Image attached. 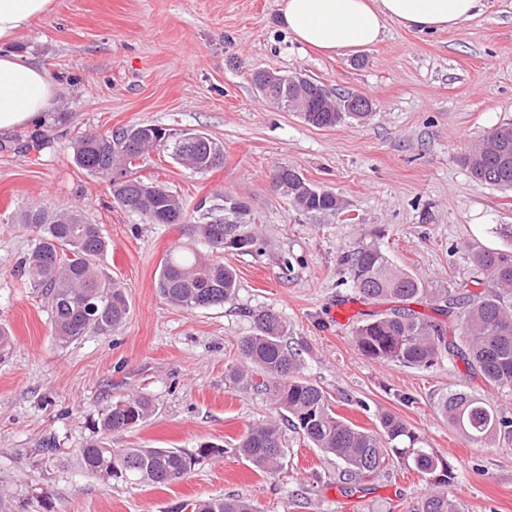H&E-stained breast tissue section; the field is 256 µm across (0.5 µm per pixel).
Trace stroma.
<instances>
[{
    "instance_id": "35a3bbf8",
    "label": "stroma",
    "mask_w": 512,
    "mask_h": 512,
    "mask_svg": "<svg viewBox=\"0 0 512 512\" xmlns=\"http://www.w3.org/2000/svg\"><path fill=\"white\" fill-rule=\"evenodd\" d=\"M486 3L457 30L419 34L391 22L380 43L332 57L288 36L278 0H54L50 14L17 34L10 51L41 64L57 95L46 118L0 133V326L13 335L0 357L8 512H175L227 495L258 512H410L430 486L397 461L350 493L338 479L341 463L294 432L285 434L279 473H257L235 453L248 426L276 415L234 373L237 341L259 307L286 320L288 345L304 347V376L340 416L375 430L381 413H393L453 466L448 492L461 512H512V437L472 445L437 407L441 394L465 387L512 415V389L489 387L461 363L415 369L363 356L352 337L357 321L391 304L357 300L341 263L354 243L372 239L427 287L463 283L478 294L485 284L472 251L512 247L499 232L512 225V190L474 179L461 163L475 140L512 123V0ZM258 69L366 96L373 114L313 127L259 97L251 82ZM134 124L197 129L224 146L223 167L208 173L161 151L137 171L191 208L223 206L228 194L248 204L262 253L216 255L193 244L235 270L238 292L224 306L188 312L161 298L156 280L163 258L184 242L179 226L123 209L105 179L72 160L82 135ZM284 165L335 192L345 212L312 219L291 206L271 183ZM31 206L75 208L98 225L108 244L100 265L129 302L120 328L65 346L53 339L38 288L18 271L34 234L14 215ZM132 392L155 411L108 436L111 447L214 443L223 455L165 486L83 473L77 452L94 421Z\"/></svg>"
}]
</instances>
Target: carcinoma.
Listing matches in <instances>:
<instances>
[{
	"instance_id": "cac0c4a2",
	"label": "carcinoma",
	"mask_w": 512,
	"mask_h": 512,
	"mask_svg": "<svg viewBox=\"0 0 512 512\" xmlns=\"http://www.w3.org/2000/svg\"><path fill=\"white\" fill-rule=\"evenodd\" d=\"M277 105L307 97L301 118L316 128L334 127L346 119L357 121L368 112H341L353 96L331 97L312 80L301 89L288 80L262 91ZM176 130L153 125L118 127L109 134L90 133L74 147L75 164L108 179L114 201L153 224H178L189 240L202 239L215 252H261L262 240L248 223V205L224 194V214L195 224L188 208L164 185L147 183L135 176V162L160 149L177 163L196 173H207L224 163V146L199 131L198 141L185 149L176 138L160 144V136ZM471 175L490 186L512 189V124L485 134L462 157ZM281 193L305 215L344 211L334 192L309 183L295 168L277 171ZM18 223L36 229V238L20 263V271L42 288L55 339L62 345L90 332L119 327L128 314L122 287L96 266L106 242L95 224L73 208L26 210ZM474 261L486 275V289L473 294L465 286L428 288L415 275L398 268L374 241H360L345 251L351 288L368 303H395L389 312L360 321L354 341L367 358L428 369L441 361H462L496 388L512 387V249L480 250ZM156 288L169 303L186 311L221 306L238 291L234 270L175 248L162 263ZM429 300L438 310L456 317L461 343L448 339L446 324L431 320L410 305ZM253 330L238 341L243 365L262 377L256 388L270 395L278 417L255 425L238 440L235 451L258 472L272 474L282 468L285 423L303 440L343 464L339 480L356 485L380 472L390 458L423 474L433 489L417 503L414 512H458L448 494L455 476L451 464L440 458L426 441L392 413L379 417V429L367 430L336 414L331 397L302 375L300 353L284 342L288 326L268 308L252 312ZM438 409L448 423L470 443L493 444L502 434H512V417L488 399L465 389L441 395ZM154 411L150 398L132 394L108 405L94 422V433L118 435L148 418ZM224 449L202 444L193 451L177 448H112L92 438L79 450L82 470L97 479L110 472L109 480L166 485L183 479L203 459L219 456ZM256 512L249 502L234 497L209 498L182 504L177 512Z\"/></svg>"
}]
</instances>
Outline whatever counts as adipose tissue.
<instances>
[{"label": "adipose tissue", "mask_w": 512, "mask_h": 512, "mask_svg": "<svg viewBox=\"0 0 512 512\" xmlns=\"http://www.w3.org/2000/svg\"><path fill=\"white\" fill-rule=\"evenodd\" d=\"M53 0H0V41H11L32 18L50 13ZM285 29L299 44L327 55L378 43L387 22L418 33L457 29L480 15L484 0H281ZM56 89L44 68L0 53V131L42 120Z\"/></svg>", "instance_id": "adipose-tissue-1"}]
</instances>
